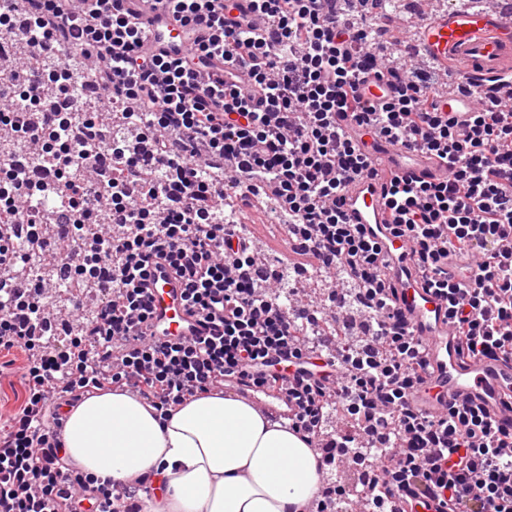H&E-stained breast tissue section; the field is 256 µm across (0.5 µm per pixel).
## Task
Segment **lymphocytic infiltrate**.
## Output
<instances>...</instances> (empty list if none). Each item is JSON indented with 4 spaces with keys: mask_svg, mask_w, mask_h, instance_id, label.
<instances>
[{
    "mask_svg": "<svg viewBox=\"0 0 512 512\" xmlns=\"http://www.w3.org/2000/svg\"><path fill=\"white\" fill-rule=\"evenodd\" d=\"M172 3L194 54L144 45L134 0H37L31 26L18 31L0 15V34L37 44L46 57L85 46L99 89L98 111L56 123L31 116L47 93L69 94L65 67L27 69L15 94L0 97V127L48 157L54 181L45 190L67 200L71 223L68 241L58 240L24 191L23 171L0 163V277L9 281L0 352L27 355L24 401L0 427V512H140L132 488L67 467L64 407L125 387L165 415L231 375L287 388L296 407L288 423L308 441L335 426L370 470L371 512H414L424 497L437 500V512H512V429L474 407L427 417L408 406L426 379L423 345L397 315L379 241L341 205L350 183L375 175L368 140L446 165L444 179L390 181L386 230L411 242L416 282L446 303L459 359L512 364V101L482 104L463 124L449 117L430 73L379 51L362 0H250V13L229 21L226 0ZM253 13L266 17L263 32L252 29ZM215 60L220 75L202 80ZM374 77L390 82L387 98L361 95ZM104 110L146 137L156 168L174 183L139 172L127 140L110 152L118 178L95 189L76 177L90 162L83 131ZM344 118L361 139L346 133ZM125 172L138 174L152 206L130 199ZM260 182L287 211L290 237L311 238L313 255L353 286L371 325L370 337L324 353L319 365L307 357L316 342L292 324L276 283L251 277L249 237L222 216L226 193L252 194ZM19 237L28 255L18 254ZM64 255L96 299L62 332L39 272ZM155 258L181 278L187 302L210 320L209 335L157 341L144 333L143 282ZM372 426L386 431L387 447L362 443Z\"/></svg>",
    "mask_w": 512,
    "mask_h": 512,
    "instance_id": "obj_1",
    "label": "lymphocytic infiltrate"
}]
</instances>
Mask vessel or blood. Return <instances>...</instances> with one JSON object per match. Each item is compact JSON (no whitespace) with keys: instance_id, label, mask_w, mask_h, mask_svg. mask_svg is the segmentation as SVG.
Returning a JSON list of instances; mask_svg holds the SVG:
<instances>
[{"instance_id":"b4317fda","label":"vessel or blood","mask_w":512,"mask_h":512,"mask_svg":"<svg viewBox=\"0 0 512 512\" xmlns=\"http://www.w3.org/2000/svg\"><path fill=\"white\" fill-rule=\"evenodd\" d=\"M137 5L149 21L146 43L178 54L189 50L188 37L182 36L180 27L166 21L168 0H137ZM416 51L443 66L451 61L461 64L466 82L484 95L504 96L505 88L495 84L494 79L512 72V6L497 4L469 12L447 9L425 23ZM371 158L377 176L348 185L344 193L343 209L354 224L389 223L383 188L393 177L428 179L441 172L437 162L382 141L372 147ZM381 244L399 288L398 308L425 347L428 374L410 397V407L437 416L446 412L449 405L463 402L480 407L500 426L512 428V409L501 403L503 393L512 389V366L491 358L461 362L444 303L420 288L408 273L410 242L390 236ZM146 283L151 309L146 322L149 334L165 340L208 333V320L186 305L184 285L164 261L150 263ZM224 383L273 415L285 417L292 412L286 391H265L236 376L225 378Z\"/></svg>"}]
</instances>
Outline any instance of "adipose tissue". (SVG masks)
Wrapping results in <instances>:
<instances>
[{"label":"adipose tissue","mask_w":512,"mask_h":512,"mask_svg":"<svg viewBox=\"0 0 512 512\" xmlns=\"http://www.w3.org/2000/svg\"><path fill=\"white\" fill-rule=\"evenodd\" d=\"M62 440L70 469L146 486L142 512H306L318 490L302 434L217 390L167 417L130 392L102 390L68 408Z\"/></svg>","instance_id":"adipose-tissue-1"}]
</instances>
